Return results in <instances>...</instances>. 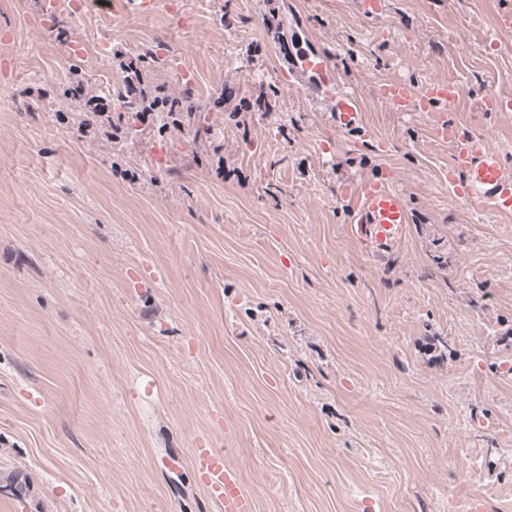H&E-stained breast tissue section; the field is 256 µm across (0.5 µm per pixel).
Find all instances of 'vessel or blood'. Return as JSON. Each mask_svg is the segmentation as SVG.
<instances>
[{
  "instance_id": "1",
  "label": "vessel or blood",
  "mask_w": 512,
  "mask_h": 512,
  "mask_svg": "<svg viewBox=\"0 0 512 512\" xmlns=\"http://www.w3.org/2000/svg\"><path fill=\"white\" fill-rule=\"evenodd\" d=\"M290 69L297 77L313 82L328 102L338 129L362 131V101L338 81L328 54L321 50L297 54L290 59ZM379 93L385 102L404 112H428L441 106L443 115L434 134L453 152L448 172L452 192L466 203L512 213V160L483 136L462 129L453 120L461 95L456 84L427 81L414 87L389 81L380 86ZM344 198L355 243L376 262H387L400 249L411 222L404 193L381 176L362 179ZM194 461L207 494L221 512H255L252 496L242 487L237 472L225 464L222 449H196Z\"/></svg>"
}]
</instances>
